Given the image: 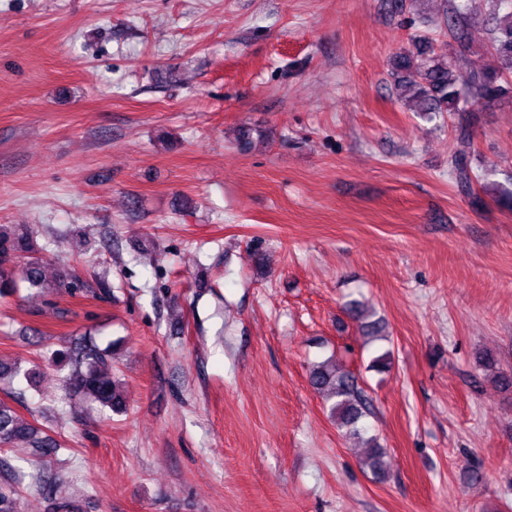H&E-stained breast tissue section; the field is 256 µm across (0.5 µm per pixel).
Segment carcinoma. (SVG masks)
Wrapping results in <instances>:
<instances>
[{"mask_svg":"<svg viewBox=\"0 0 512 512\" xmlns=\"http://www.w3.org/2000/svg\"><path fill=\"white\" fill-rule=\"evenodd\" d=\"M503 11L493 17L490 48L494 64L484 69L463 73L456 61L437 50L428 40L419 41L417 52H405L394 57V89L397 100L432 120L448 112H463L478 103L512 98V0H498ZM467 18V0H453L450 28L455 39L465 44L466 33L460 21ZM39 248L33 232L21 233L0 226V284L7 288L14 284L17 259L28 255L20 268L21 281L31 288L44 287L40 268ZM52 362L61 370H68L65 382L75 393L82 395L101 409L120 413L125 408L124 398L112 376V346L99 347L90 338H81L66 350L53 354ZM481 367L492 372L493 380L504 392H512V373L496 369L497 360L488 352L479 355ZM311 388L330 403L329 410L343 435L362 438L367 432L365 419L371 415L370 403L356 376L334 360L312 365L308 376ZM20 447L28 460L37 464L60 449L58 441L49 434L21 419L6 402L0 401V447ZM386 449L375 438L365 441L362 466L374 476L385 472ZM28 474L4 466L0 462V512H19L21 490L28 486L48 497L53 512H82L77 502L63 492L60 478L43 481L39 478L26 483Z\"/></svg>","mask_w":512,"mask_h":512,"instance_id":"obj_1","label":"carcinoma"}]
</instances>
